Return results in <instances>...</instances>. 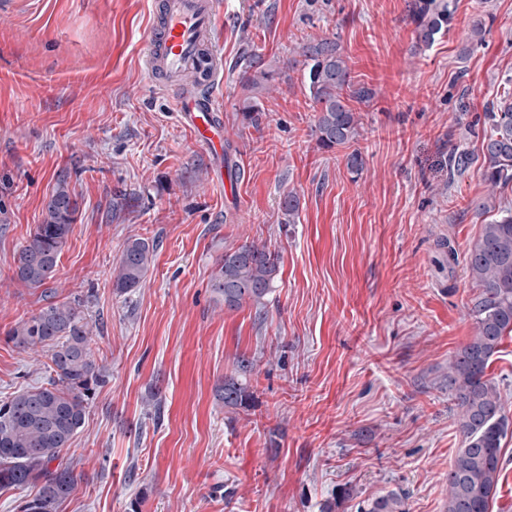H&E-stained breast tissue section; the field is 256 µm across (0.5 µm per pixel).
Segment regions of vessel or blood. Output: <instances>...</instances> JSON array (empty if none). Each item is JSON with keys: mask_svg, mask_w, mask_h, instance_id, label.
<instances>
[{"mask_svg": "<svg viewBox=\"0 0 512 512\" xmlns=\"http://www.w3.org/2000/svg\"><path fill=\"white\" fill-rule=\"evenodd\" d=\"M217 0H159L148 28L144 64L152 83L174 90L182 124L212 157L224 154V121L215 90L224 82L221 47L213 39Z\"/></svg>", "mask_w": 512, "mask_h": 512, "instance_id": "b4317fda", "label": "vessel or blood"}]
</instances>
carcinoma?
Returning <instances> with one entry per match:
<instances>
[{
    "instance_id": "carcinoma-1",
    "label": "carcinoma",
    "mask_w": 512,
    "mask_h": 512,
    "mask_svg": "<svg viewBox=\"0 0 512 512\" xmlns=\"http://www.w3.org/2000/svg\"><path fill=\"white\" fill-rule=\"evenodd\" d=\"M411 16L416 24V45L426 48L446 31L453 20L445 0H414ZM487 24L482 15L469 26L468 53L484 43ZM291 67L316 108L315 132L324 149L348 147L357 140L360 116L353 103H365L370 90L355 87L339 40L306 37L294 49ZM281 77L264 67L252 53L245 58L240 83L248 92L243 99V119L249 124L262 111L253 92ZM489 130L481 142L482 178L493 190L512 184V104L502 102L486 112ZM476 208L493 214L468 255L466 270L476 288L469 316L475 335L454 354L448 367V397L456 409L461 447L448 468L446 512H490L500 474L501 443L512 430L501 392L488 373L502 340L512 333V208L496 205L494 194ZM77 200L67 181H59L42 222L14 255L13 276L29 288H41L56 274L62 249L73 230ZM155 241L127 240L119 258L113 288L126 293L137 287L154 262ZM279 257L266 247L242 245L224 251L211 279L213 292L229 310L250 303L265 305L279 274ZM20 346L46 350L50 376L46 384L22 389L0 403V490L38 488L22 500L19 512H56L74 490L76 477L63 455L85 422L92 391L101 381L94 360L92 336L81 302H50L11 331ZM253 363L242 356L236 373L224 378L218 397L227 408H247L253 398L249 375ZM354 499L340 489L321 506V512H338ZM356 512H408L406 496L396 492L365 498Z\"/></svg>"
}]
</instances>
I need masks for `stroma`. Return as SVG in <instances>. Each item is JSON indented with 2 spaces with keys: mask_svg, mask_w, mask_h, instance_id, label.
Returning <instances> with one entry per match:
<instances>
[{
  "mask_svg": "<svg viewBox=\"0 0 512 512\" xmlns=\"http://www.w3.org/2000/svg\"><path fill=\"white\" fill-rule=\"evenodd\" d=\"M215 39L224 150L206 154L142 68L153 0H0V400L47 380L45 352L10 333L47 302L81 297L103 380L65 453L77 477L57 512H320L342 486L403 491L446 512L462 436L448 366L475 333L465 258L489 215L481 141L512 80V0H450L416 46L413 0H220ZM483 47L464 53L475 15ZM308 35L338 38L360 105L356 149H323L299 73ZM248 52L286 77L259 123L237 107ZM471 163L451 176L453 158ZM74 230L44 287L12 276L60 175ZM300 209L286 223L282 197ZM157 240L143 281L112 286L128 239ZM281 256L264 307L225 308L210 281L225 250ZM252 359L251 407L216 397Z\"/></svg>",
  "mask_w": 512,
  "mask_h": 512,
  "instance_id": "35a3bbf8",
  "label": "stroma"
}]
</instances>
